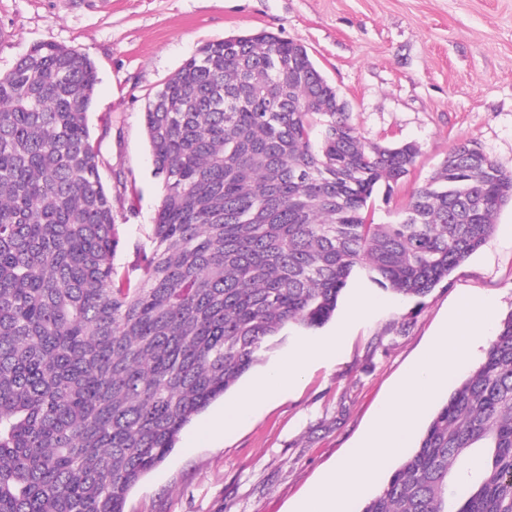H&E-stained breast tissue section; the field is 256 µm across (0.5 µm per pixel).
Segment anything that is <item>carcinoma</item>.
Returning <instances> with one entry per match:
<instances>
[{"mask_svg": "<svg viewBox=\"0 0 512 512\" xmlns=\"http://www.w3.org/2000/svg\"><path fill=\"white\" fill-rule=\"evenodd\" d=\"M96 83L52 41L0 73V512H125L285 326L331 318L356 265L424 296L512 203V173L461 141L373 223L417 146L366 140L305 47L237 34L148 100L163 192L140 274L120 277ZM358 512H512V314Z\"/></svg>", "mask_w": 512, "mask_h": 512, "instance_id": "cac0c4a2", "label": "carcinoma"}]
</instances>
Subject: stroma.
Returning <instances> with one entry per match:
<instances>
[{
    "instance_id": "stroma-1",
    "label": "stroma",
    "mask_w": 512,
    "mask_h": 512,
    "mask_svg": "<svg viewBox=\"0 0 512 512\" xmlns=\"http://www.w3.org/2000/svg\"><path fill=\"white\" fill-rule=\"evenodd\" d=\"M259 30L307 48L369 141L418 145L407 181L392 197L377 194L375 223H396L458 142L476 143L512 172V0H0V72L45 41L77 49L97 68L89 123L121 236L118 273L141 265L139 247L162 196L144 126L149 97L207 42ZM466 299L490 306L497 321L512 314V203L498 210L483 246L426 296L393 295L356 266L333 317L315 330L283 328L262 359L182 429L165 461L131 490L125 512H296L351 458ZM314 342L334 350L311 358L239 426L214 431L225 403ZM487 346L480 339L467 362L452 366L415 434Z\"/></svg>"
}]
</instances>
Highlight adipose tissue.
<instances>
[{
	"instance_id": "1",
	"label": "adipose tissue",
	"mask_w": 512,
	"mask_h": 512,
	"mask_svg": "<svg viewBox=\"0 0 512 512\" xmlns=\"http://www.w3.org/2000/svg\"><path fill=\"white\" fill-rule=\"evenodd\" d=\"M489 313L484 305L471 301L450 313L438 338L430 345L422 360L412 367L399 384L377 424L365 435L351 460L334 466L322 487L309 496L299 512H343L336 504V492L360 485L370 474L389 466L409 439L411 424L426 395L448 378L450 366L467 359L476 338L484 336ZM319 344H308L296 357L271 371L239 400L226 405L223 422L232 426L247 415L254 400L270 399L300 373L306 361L322 352Z\"/></svg>"
}]
</instances>
